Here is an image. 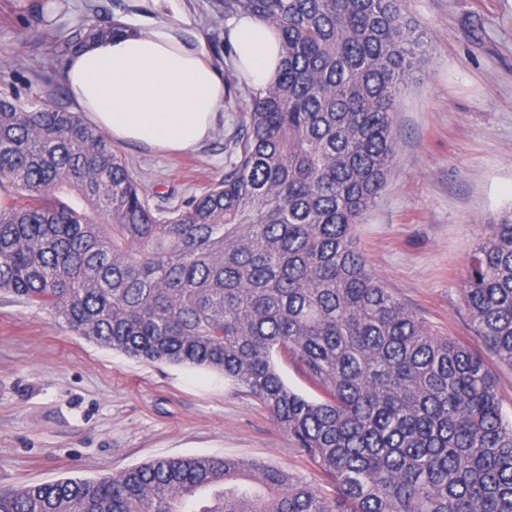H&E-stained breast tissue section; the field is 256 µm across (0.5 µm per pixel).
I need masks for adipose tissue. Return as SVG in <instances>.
Here are the masks:
<instances>
[{
    "label": "adipose tissue",
    "instance_id": "ef3b65f1",
    "mask_svg": "<svg viewBox=\"0 0 512 512\" xmlns=\"http://www.w3.org/2000/svg\"><path fill=\"white\" fill-rule=\"evenodd\" d=\"M230 64L255 92L282 68L281 40L257 17L233 20ZM66 85L79 112L116 142L157 152L196 149L224 109V75L179 22L176 0H151V17L90 42L68 64Z\"/></svg>",
    "mask_w": 512,
    "mask_h": 512
}]
</instances>
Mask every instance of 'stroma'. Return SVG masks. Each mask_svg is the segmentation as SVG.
<instances>
[{
  "label": "stroma",
  "mask_w": 512,
  "mask_h": 512,
  "mask_svg": "<svg viewBox=\"0 0 512 512\" xmlns=\"http://www.w3.org/2000/svg\"><path fill=\"white\" fill-rule=\"evenodd\" d=\"M91 3L97 14H88ZM211 3L178 6L187 39L222 68ZM407 8L424 33V61L399 98L397 156L357 227L358 245L435 331L485 354L460 288L487 222L512 206V0H407ZM148 13L142 0H63L44 22L32 0H0V92L25 105L70 107L62 69L45 66L58 44L86 17L104 25ZM248 101L225 106L213 137L194 152L122 146L151 206L170 207L223 180L227 139ZM188 456L259 459L324 481L222 373L126 357L0 294V493Z\"/></svg>",
  "instance_id": "1"
}]
</instances>
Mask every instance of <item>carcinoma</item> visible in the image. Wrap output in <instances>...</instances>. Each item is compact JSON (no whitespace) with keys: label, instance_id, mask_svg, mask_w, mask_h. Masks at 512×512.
Wrapping results in <instances>:
<instances>
[{"label":"carcinoma","instance_id":"1","mask_svg":"<svg viewBox=\"0 0 512 512\" xmlns=\"http://www.w3.org/2000/svg\"><path fill=\"white\" fill-rule=\"evenodd\" d=\"M282 38L224 180L170 211L80 113L0 97V293L131 358L221 372L327 478L259 460L155 459L0 494V512H512V422L484 359L388 288L356 227L381 195L422 62L406 0H215ZM117 28L87 19L67 58ZM470 328L512 367V208L468 258ZM291 359L320 395L283 380Z\"/></svg>","mask_w":512,"mask_h":512}]
</instances>
